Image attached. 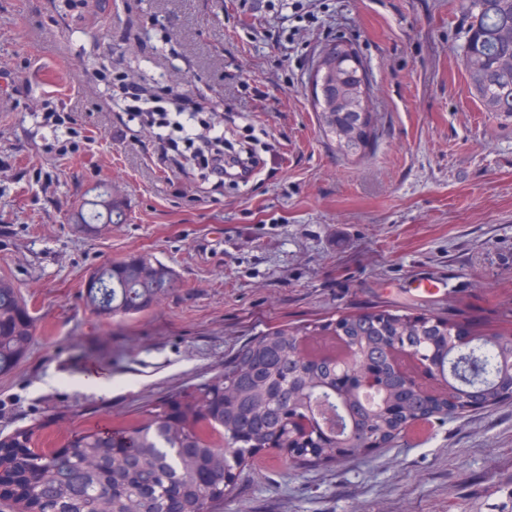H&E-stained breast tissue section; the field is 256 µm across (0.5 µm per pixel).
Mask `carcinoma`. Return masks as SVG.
Segmentation results:
<instances>
[{"instance_id":"1","label":"carcinoma","mask_w":512,"mask_h":512,"mask_svg":"<svg viewBox=\"0 0 512 512\" xmlns=\"http://www.w3.org/2000/svg\"><path fill=\"white\" fill-rule=\"evenodd\" d=\"M469 17L463 60L469 81L489 112L512 115V0H462ZM325 49L316 70V92L325 129L350 150L366 148L373 116L366 109L369 86L353 44ZM79 223L122 222L120 207L105 196ZM86 288L87 305L100 315L130 317L153 307L175 286L173 271L147 256L132 255L99 268ZM507 327L487 344L449 347L463 323L424 313L371 310L346 314L309 329L283 326L251 337L224 368L187 391L144 409L116 430L77 427L59 448H36L40 426L0 435V467L29 477L27 493L3 499L11 512H224L247 459L272 444L288 442V417L303 416L321 401L341 411L355 439L344 457L381 448L408 422L442 413L396 373L389 350L401 343L450 360L464 391L476 387L486 404L512 401V309ZM306 336H342L358 348L362 365L378 371V398L367 404L344 399L336 364L307 349ZM34 318L17 289L0 281V373L10 371L29 349ZM293 464L336 461V437L326 432L294 442ZM17 448L26 449L18 455Z\"/></svg>"}]
</instances>
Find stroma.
<instances>
[{"label": "stroma", "mask_w": 512, "mask_h": 512, "mask_svg": "<svg viewBox=\"0 0 512 512\" xmlns=\"http://www.w3.org/2000/svg\"><path fill=\"white\" fill-rule=\"evenodd\" d=\"M459 0H0V279L35 318L0 374V433L117 427L223 368L255 333L367 308L454 316L492 331L512 308V117L485 111L460 54ZM297 27L289 36V27ZM370 78L375 134L341 150L314 106L313 64L336 35ZM193 91L201 118L262 162L211 188L160 158L120 79ZM71 119L51 128L49 111ZM67 154H60V147ZM108 186L122 224L89 230ZM134 254L176 274L153 308L90 310L97 267ZM434 282L425 295L419 282ZM512 503V402L431 419L327 467L268 449L224 512H500Z\"/></svg>", "instance_id": "35a3bbf8"}]
</instances>
